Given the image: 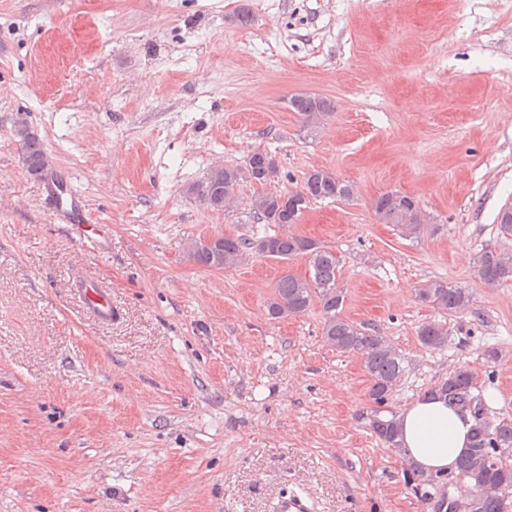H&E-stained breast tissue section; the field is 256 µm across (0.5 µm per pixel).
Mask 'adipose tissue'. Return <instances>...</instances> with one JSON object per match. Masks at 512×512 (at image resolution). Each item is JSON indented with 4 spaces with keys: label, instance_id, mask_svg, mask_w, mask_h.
<instances>
[{
    "label": "adipose tissue",
    "instance_id": "adipose-tissue-1",
    "mask_svg": "<svg viewBox=\"0 0 512 512\" xmlns=\"http://www.w3.org/2000/svg\"><path fill=\"white\" fill-rule=\"evenodd\" d=\"M395 421L398 446L416 471L426 475L456 472L468 449L474 423L469 412L421 396L397 412Z\"/></svg>",
    "mask_w": 512,
    "mask_h": 512
}]
</instances>
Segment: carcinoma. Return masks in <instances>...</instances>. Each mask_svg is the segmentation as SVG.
<instances>
[{"label": "carcinoma", "mask_w": 512, "mask_h": 512, "mask_svg": "<svg viewBox=\"0 0 512 512\" xmlns=\"http://www.w3.org/2000/svg\"><path fill=\"white\" fill-rule=\"evenodd\" d=\"M290 105L311 127L323 123L335 110L330 99L316 95L294 96ZM17 136L27 171L34 176L42 175L45 164L42 140L25 130L17 132ZM277 174L273 158L264 150H256L241 167L224 166L210 170L202 180L190 185L188 192L200 195L209 209L224 211L234 201L242 182L265 185ZM302 190L306 201L299 205L294 203L292 193H258L251 200V212L263 224L285 227L299 223L310 201L348 202L354 197L352 183L325 170L309 173ZM373 208L381 223L397 227L406 237L419 235L423 228L419 205L411 196L387 192L374 200ZM253 252L282 262L298 256L307 258L312 276L302 279L293 274L283 275L277 282L273 298L267 303L268 316L279 319L300 315L307 311L313 298H318L325 315L323 336L326 342L340 352H355L361 356L371 381L370 396L374 403L384 404L404 374L403 359L379 331L341 317L344 295L339 283L338 260L332 251L306 237L276 232L252 241L240 236H220L216 248L197 250L191 254V259L198 265L220 269L245 261ZM476 267L479 278L488 285L512 283L511 252L486 248L477 256ZM418 298L453 315L469 307L472 295L459 285L433 281L419 290ZM417 336L421 345L428 349L448 346V330L439 322L422 324ZM426 393L438 395L449 405L470 412L474 418L469 452L458 466L459 479L469 483L472 491L481 492L474 512H506V507H512V499L506 502L498 494L483 492V488L488 485L512 488V463L506 461L494 465L488 462V458L498 457L505 450L512 452V420L506 417L493 420L479 414L478 408L485 407L484 398L477 392L474 373L467 365L450 371ZM369 427L387 446L397 447L393 419L383 416L377 409L369 419ZM406 482L424 499L435 494L445 500L455 498L453 485L442 486L433 482L431 476L416 473L410 467L406 469Z\"/></svg>", "instance_id": "cac0c4a2"}]
</instances>
